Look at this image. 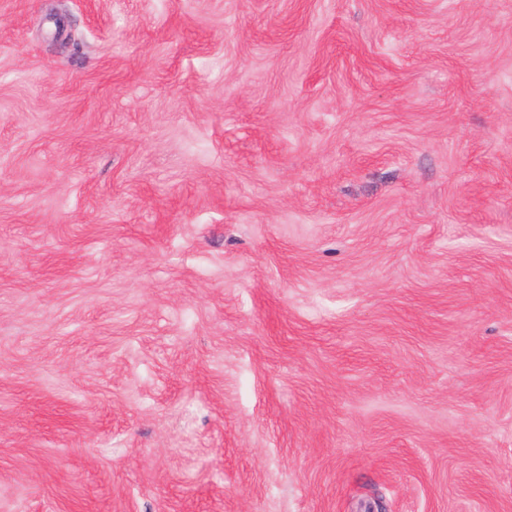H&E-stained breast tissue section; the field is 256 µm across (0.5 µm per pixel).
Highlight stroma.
Returning a JSON list of instances; mask_svg holds the SVG:
<instances>
[{
    "label": "stroma",
    "mask_w": 512,
    "mask_h": 512,
    "mask_svg": "<svg viewBox=\"0 0 512 512\" xmlns=\"http://www.w3.org/2000/svg\"><path fill=\"white\" fill-rule=\"evenodd\" d=\"M0 512H512V0H0Z\"/></svg>",
    "instance_id": "obj_1"
}]
</instances>
